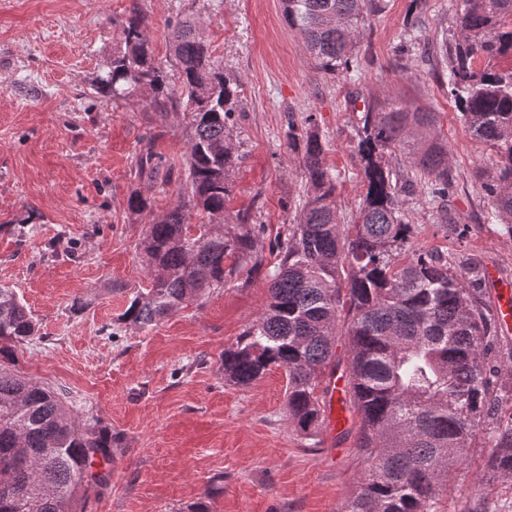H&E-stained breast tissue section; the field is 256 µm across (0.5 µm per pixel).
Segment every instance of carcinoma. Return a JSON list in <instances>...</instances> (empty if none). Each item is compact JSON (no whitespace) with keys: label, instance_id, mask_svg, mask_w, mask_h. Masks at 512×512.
Masks as SVG:
<instances>
[{"label":"carcinoma","instance_id":"1","mask_svg":"<svg viewBox=\"0 0 512 512\" xmlns=\"http://www.w3.org/2000/svg\"><path fill=\"white\" fill-rule=\"evenodd\" d=\"M381 0H283L288 26L317 68H353L359 24ZM458 36L434 46L471 136L493 150L476 174L491 215L512 224V0H461ZM95 92L119 100L145 92V108L189 119L185 174L189 199L156 216L143 241L150 286L131 293L121 320L137 327L162 320L224 278L264 266L255 244L264 225L226 216L230 174L241 155L228 119L237 81L224 75L211 44L184 20L169 33L173 69L155 60L147 23L137 12ZM426 109L364 103L357 132L365 192L355 221L342 224L336 176L324 161L317 116L288 122V150L299 157L308 196L271 242L269 303L224 350V379L247 387L273 367L288 371V417L307 436L322 423L317 395L344 327L347 392L359 417L358 448L367 470L345 512H436L453 471L485 433L484 469L512 474V349L502 354L496 307L476 266L413 248L414 226L401 197L423 190L428 205H448L454 181L447 146ZM195 211L201 223H188ZM233 259L229 267L224 261ZM37 323L11 288H0V356L37 335ZM112 457V432L82 421L60 395L0 363V512H78L111 478L92 471Z\"/></svg>","mask_w":512,"mask_h":512}]
</instances>
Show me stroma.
I'll return each instance as SVG.
<instances>
[{
  "label": "stroma",
  "instance_id": "stroma-1",
  "mask_svg": "<svg viewBox=\"0 0 512 512\" xmlns=\"http://www.w3.org/2000/svg\"><path fill=\"white\" fill-rule=\"evenodd\" d=\"M459 0H383L360 28L354 70L317 69L280 0H0V287L15 289L39 326L14 346L21 372L65 393L82 416H97L114 437L110 486L86 512H344L366 463L357 447L359 417L346 393L345 417L316 436L288 420V373L272 368L243 388L221 371L225 348L268 303L264 273L223 287L139 328L125 324L133 289L149 284L141 241L155 215L186 190V120L162 119L136 100L93 91L112 61L122 21L148 20L157 61L168 35L194 19L227 77L240 83L230 121L242 159L224 206L248 213L266 232L257 251L291 224L306 196L303 169L288 151L289 122L316 114L325 162L337 177L335 205L351 220L363 192L357 129L368 96L435 112L436 134L451 153L452 225L436 222L421 197L404 209L413 244L492 268V302L512 287V233L491 219L474 175L491 151L467 131L441 67L420 59L407 33L422 21L430 39L456 38ZM159 158L141 175L145 143ZM146 210L128 207L133 194ZM491 451L480 438L457 467L438 512H512V479L483 469Z\"/></svg>",
  "mask_w": 512,
  "mask_h": 512
}]
</instances>
